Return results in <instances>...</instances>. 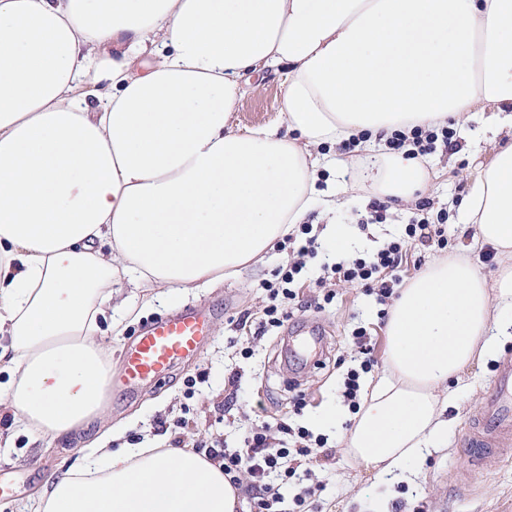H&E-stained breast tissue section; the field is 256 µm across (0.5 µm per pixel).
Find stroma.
<instances>
[{"label": "stroma", "mask_w": 512, "mask_h": 512, "mask_svg": "<svg viewBox=\"0 0 512 512\" xmlns=\"http://www.w3.org/2000/svg\"><path fill=\"white\" fill-rule=\"evenodd\" d=\"M284 96L283 78L267 71L252 78L246 93L231 116L239 131L282 122ZM456 162H449V155ZM471 150L460 144L455 152L437 148L429 163L436 168L454 164L453 178H441L417 192V199L429 200L433 210L447 212L450 222L445 228L447 248L437 244L424 245L413 241L408 245L407 277L423 271L433 259L458 253L468 245L471 234L457 224L454 209L466 194L476 172L470 160ZM405 208L390 205L387 219L369 225L359 239L362 252L381 249L390 240L403 236ZM291 249L272 248L257 264L239 275L215 285H205L187 293L150 300L141 291L128 289L134 315L126 322L122 336L112 340V362L120 364L123 350L134 333L146 322L170 313L187 304L210 308L214 319L210 326L211 342L199 358L178 365L171 378L137 393L116 391L112 394L111 423L118 429L111 448L129 446L131 437H139L142 445L155 439L167 446L181 444L194 447L199 439L221 436L229 447L244 445L248 421L255 415L266 419L289 418L292 425L309 426L315 408L329 401H340V383L350 367L359 365L361 357L351 340V332L359 326L371 328L375 343L376 364L373 374L383 369L388 338L385 323L379 318L380 305L375 296L367 294L362 285L339 282L334 285L335 297L323 308H298L292 313L299 322L324 331L327 352L320 365H307L300 382H292L283 367L279 331L256 337L253 327L238 328L243 314L259 316L267 302L263 282L273 280L276 270L287 265ZM512 359V340H506L499 357L474 364L467 373L468 386L459 394L455 407L447 417L448 448L429 456L413 483L400 482L383 487L370 474L358 469L346 454L342 442L351 427L350 419L323 428L331 453L329 460H301L293 478L284 485L285 506L297 512V494L307 487L322 484L314 512H366L372 499L388 493L389 512H512V460L494 468H471L463 448L470 419L483 406L484 397L492 387L502 360ZM239 376L237 386H230L231 376ZM195 387H188V380ZM303 393L306 406L301 415L291 412L294 393ZM164 419L167 430H159L156 421ZM186 420V427H177V420ZM100 424L79 431L68 439L52 442L48 451H41L28 434L17 433L10 448L0 447V478L9 482L11 495L0 502V512H34L37 494L46 480L71 467L101 432Z\"/></svg>", "instance_id": "obj_1"}]
</instances>
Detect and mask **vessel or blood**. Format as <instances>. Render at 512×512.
<instances>
[{"label": "vessel or blood", "mask_w": 512, "mask_h": 512, "mask_svg": "<svg viewBox=\"0 0 512 512\" xmlns=\"http://www.w3.org/2000/svg\"><path fill=\"white\" fill-rule=\"evenodd\" d=\"M208 321L204 310L189 307L146 325L123 353L120 384L134 390L197 357L209 339ZM465 445L472 460L485 466L512 455V360L500 365L483 414L467 428Z\"/></svg>", "instance_id": "vessel-or-blood-1"}]
</instances>
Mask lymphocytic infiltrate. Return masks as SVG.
<instances>
[{"label":"lymphocytic infiltrate","instance_id":"lymphocytic-infiltrate-1","mask_svg":"<svg viewBox=\"0 0 512 512\" xmlns=\"http://www.w3.org/2000/svg\"><path fill=\"white\" fill-rule=\"evenodd\" d=\"M452 137V129L445 126L433 129L418 127L409 134L392 133L388 144L394 150L411 146L413 158L419 159L432 154L437 144L452 147ZM430 209L429 201H419L415 212L408 218L404 237L391 241L386 248L376 254L324 266V275L315 281V289H326L332 280L355 281L360 283L366 292L376 295L380 304H387L396 288L403 282L401 268L407 256V240L440 242L444 239V226L448 216L444 213L430 216ZM311 231V225H300L298 234L305 236V242L301 245L296 242L297 234L288 235V243L298 246L297 258L288 267L279 269L275 281L266 283L269 303L257 322L259 333L265 334L272 329L283 327L288 321L290 314L282 308L281 303L299 298L297 284L306 261L316 257L318 253L319 244ZM352 337L363 359L359 367L347 371L342 381L341 393L349 409L355 411L359 408L362 377L372 370L375 358L374 346L365 328H356ZM290 432L296 433L298 445L290 448L271 445L273 434ZM324 445L323 438L312 437L305 427L301 426L294 430L281 419L274 422L258 419L246 437L244 447L228 448L223 441L215 439L207 444L205 454L211 460L222 464L224 473L229 476L232 484H239L242 474H249V490L254 499L256 512H274L275 505L284 501L279 488L280 482L288 481L295 475L299 458L311 455L313 448H321Z\"/></svg>","mask_w":512,"mask_h":512}]
</instances>
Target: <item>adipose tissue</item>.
<instances>
[{
  "label": "adipose tissue",
  "instance_id": "ef3b65f1",
  "mask_svg": "<svg viewBox=\"0 0 512 512\" xmlns=\"http://www.w3.org/2000/svg\"><path fill=\"white\" fill-rule=\"evenodd\" d=\"M285 74L284 126L230 122L246 74ZM489 150L458 206L466 253L414 276L386 322L383 373L345 451L377 480L447 449L439 394L512 338V0H0V421L56 440L106 422L125 288L188 291L324 220L340 194L407 204L440 170L406 154L344 179L336 148L445 123ZM331 173L319 188L320 171ZM191 448H87L36 512H238ZM493 253L492 258H487V254ZM470 260L477 269L489 280L493 281L499 274L501 266L496 258V253L491 248L476 249L468 253Z\"/></svg>",
  "mask_w": 512,
  "mask_h": 512
}]
</instances>
